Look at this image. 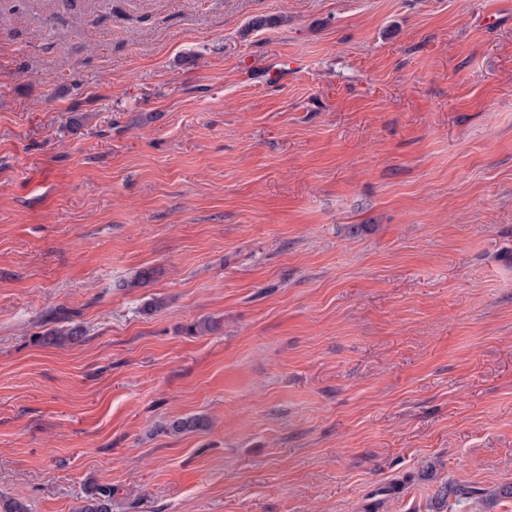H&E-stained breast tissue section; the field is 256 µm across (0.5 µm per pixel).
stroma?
I'll list each match as a JSON object with an SVG mask.
<instances>
[{
    "label": "stroma",
    "mask_w": 512,
    "mask_h": 512,
    "mask_svg": "<svg viewBox=\"0 0 512 512\" xmlns=\"http://www.w3.org/2000/svg\"><path fill=\"white\" fill-rule=\"evenodd\" d=\"M93 482L512 512V0H0V496ZM85 335L82 325L71 322L69 325L61 328H52L47 330L42 336V340L47 343H64L80 341ZM212 427V420L204 414L192 415L186 418L171 421L165 428L164 432L171 434H182L189 432H206Z\"/></svg>",
    "instance_id": "stroma-1"
}]
</instances>
